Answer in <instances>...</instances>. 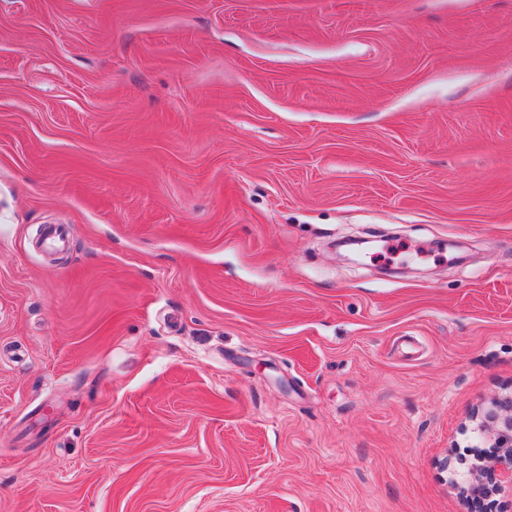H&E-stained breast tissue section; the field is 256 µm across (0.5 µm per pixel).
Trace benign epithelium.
Returning a JSON list of instances; mask_svg holds the SVG:
<instances>
[{
    "instance_id": "obj_1",
    "label": "benign epithelium",
    "mask_w": 512,
    "mask_h": 512,
    "mask_svg": "<svg viewBox=\"0 0 512 512\" xmlns=\"http://www.w3.org/2000/svg\"><path fill=\"white\" fill-rule=\"evenodd\" d=\"M474 420L477 437L493 439L492 447L496 451L460 475L457 485L477 501L484 502L500 490L502 482L512 481V406L495 397L489 406L477 410Z\"/></svg>"
}]
</instances>
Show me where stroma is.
<instances>
[{
    "instance_id": "1",
    "label": "stroma",
    "mask_w": 512,
    "mask_h": 512,
    "mask_svg": "<svg viewBox=\"0 0 512 512\" xmlns=\"http://www.w3.org/2000/svg\"><path fill=\"white\" fill-rule=\"evenodd\" d=\"M510 393L512 0H0V512H479ZM489 407L478 409L474 428L478 438H491V448H498L480 459V464L472 466L460 476L456 484L477 501L489 500L500 490L501 482H512V406L511 401L504 405L499 398L490 400Z\"/></svg>"
}]
</instances>
